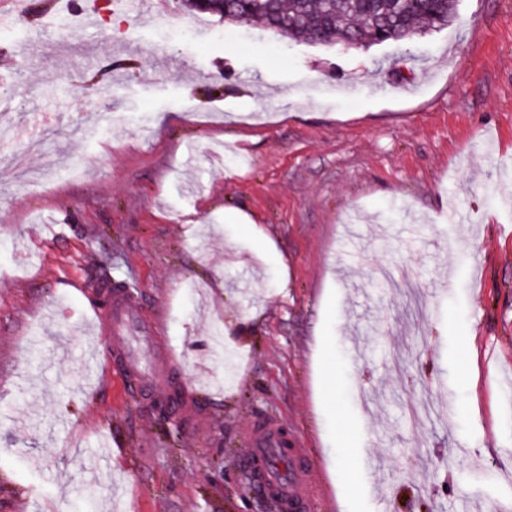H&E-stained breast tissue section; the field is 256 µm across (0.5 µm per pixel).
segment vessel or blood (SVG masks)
<instances>
[{
  "mask_svg": "<svg viewBox=\"0 0 512 512\" xmlns=\"http://www.w3.org/2000/svg\"><path fill=\"white\" fill-rule=\"evenodd\" d=\"M17 19L31 28L42 26V15L31 14L24 0H0V21ZM111 296L105 334L116 345L114 371L142 398L161 404L169 413L186 422L199 417L186 395L189 380L178 360L159 344L156 322L128 287L102 282ZM249 436L252 453L246 464L263 491L278 497L286 512H306L304 484L317 465L308 451L291 447L288 432L276 419H254Z\"/></svg>",
  "mask_w": 512,
  "mask_h": 512,
  "instance_id": "obj_1",
  "label": "vessel or blood"
}]
</instances>
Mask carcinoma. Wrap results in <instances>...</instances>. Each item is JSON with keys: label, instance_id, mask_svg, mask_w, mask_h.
Segmentation results:
<instances>
[{"label": "carcinoma", "instance_id": "carcinoma-1", "mask_svg": "<svg viewBox=\"0 0 512 512\" xmlns=\"http://www.w3.org/2000/svg\"><path fill=\"white\" fill-rule=\"evenodd\" d=\"M229 22H252L291 40L372 46L448 26L459 0H185Z\"/></svg>", "mask_w": 512, "mask_h": 512}]
</instances>
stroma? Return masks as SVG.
I'll return each mask as SVG.
<instances>
[{
	"mask_svg": "<svg viewBox=\"0 0 512 512\" xmlns=\"http://www.w3.org/2000/svg\"><path fill=\"white\" fill-rule=\"evenodd\" d=\"M26 2L52 26L0 25V512H281L257 417L318 452L308 512H512V0L352 49ZM103 278L196 431L115 374Z\"/></svg>",
	"mask_w": 512,
	"mask_h": 512,
	"instance_id": "1",
	"label": "stroma"
}]
</instances>
